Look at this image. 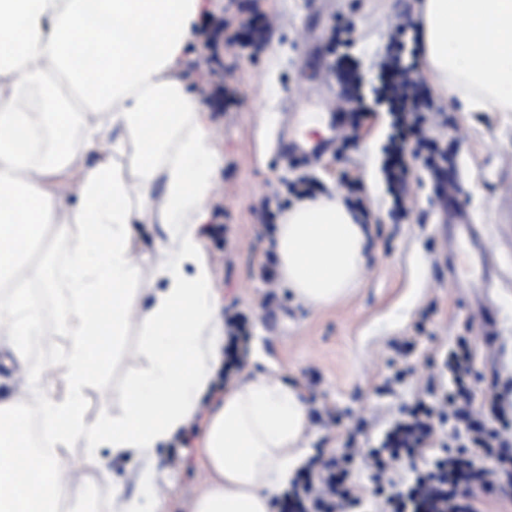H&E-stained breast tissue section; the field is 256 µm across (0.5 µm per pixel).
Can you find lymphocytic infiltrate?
Instances as JSON below:
<instances>
[{"label": "lymphocytic infiltrate", "instance_id": "lymphocytic-infiltrate-1", "mask_svg": "<svg viewBox=\"0 0 512 512\" xmlns=\"http://www.w3.org/2000/svg\"><path fill=\"white\" fill-rule=\"evenodd\" d=\"M417 58L387 56L379 74V96L394 116L382 166L395 204L410 192L409 156L428 140L434 104L422 97L407 74ZM474 349L459 337L443 361V375L431 376L427 392L388 433L382 447L356 454L345 444L340 455L305 473L287 499L288 512H351L366 494L376 496L375 512H484V494L512 486V416L506 394L479 392L472 383ZM372 473L373 490L347 478L352 462ZM415 470L412 484L400 475L403 465Z\"/></svg>", "mask_w": 512, "mask_h": 512}]
</instances>
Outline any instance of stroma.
Returning a JSON list of instances; mask_svg holds the SVG:
<instances>
[{"instance_id": "1", "label": "stroma", "mask_w": 512, "mask_h": 512, "mask_svg": "<svg viewBox=\"0 0 512 512\" xmlns=\"http://www.w3.org/2000/svg\"><path fill=\"white\" fill-rule=\"evenodd\" d=\"M249 0H213L210 12L186 50L181 75L210 113L224 164L210 202L211 231L203 244L214 283L227 310L244 315L249 336L239 347L241 373L268 372L302 390L309 405L310 457L339 454L348 434L374 448L426 384L428 357L440 356L459 336L476 350L479 389L492 367L502 382L512 381V234L501 236L502 195L512 185V112L468 111L447 102L426 75L416 78L434 101L438 116L431 135L448 155L452 196L435 202L431 172L424 159L412 162V190L403 215L391 213L382 174L392 117L377 102L379 62L400 19L415 20L417 0H263L267 43L254 54L227 48L223 37L204 33L245 15ZM303 112H319L336 102V123L356 140L336 141L321 159L305 161L280 153V135L292 126L291 96ZM316 181L319 194L357 197L369 230L363 279L345 301L314 309L294 301L276 277L275 198L284 182L300 175ZM359 191H350L349 181ZM465 206L495 246L490 291L458 287L453 271L456 248H445L443 223H454ZM425 334H417L418 322ZM137 325H129L107 366L84 393L88 421L112 412V397L139 367ZM412 374L383 386L388 366L405 343ZM67 338L62 328L39 348L18 352L0 343V398L22 405L43 386L48 369H60ZM199 425L174 444L159 449L169 470L161 498L168 512H188L206 473L196 455ZM102 467L85 465L86 452L71 451L68 493H92L89 512H112V479L134 490L140 468L131 456L96 452Z\"/></svg>"}]
</instances>
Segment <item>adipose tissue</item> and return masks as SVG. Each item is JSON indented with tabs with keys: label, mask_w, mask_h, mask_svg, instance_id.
<instances>
[{
	"label": "adipose tissue",
	"mask_w": 512,
	"mask_h": 512,
	"mask_svg": "<svg viewBox=\"0 0 512 512\" xmlns=\"http://www.w3.org/2000/svg\"><path fill=\"white\" fill-rule=\"evenodd\" d=\"M206 8L205 0H0V286L13 291L0 303V339L26 349L49 336L19 277L22 250L49 227L67 251L60 317L69 336L51 393L37 399L49 453L29 451L28 421L15 401L0 400V512H58L70 449L105 442L142 462L135 494L114 483L116 512H163L168 475L156 450L198 417L207 479L190 512H274L307 460L308 408L271 374L237 380L214 411H200L228 345L201 235L223 159L208 110L179 75ZM44 15L52 30L41 27ZM417 19L445 99L512 112V0H420ZM69 172L77 201L67 206L56 186ZM140 224L164 234L150 265L163 286L142 308L130 297L142 285L133 258ZM368 243L344 200L302 199L276 227L278 276L296 301L336 306L361 282ZM133 321L144 364L115 395L119 414L88 422L84 390Z\"/></svg>",
	"instance_id": "adipose-tissue-1"
}]
</instances>
